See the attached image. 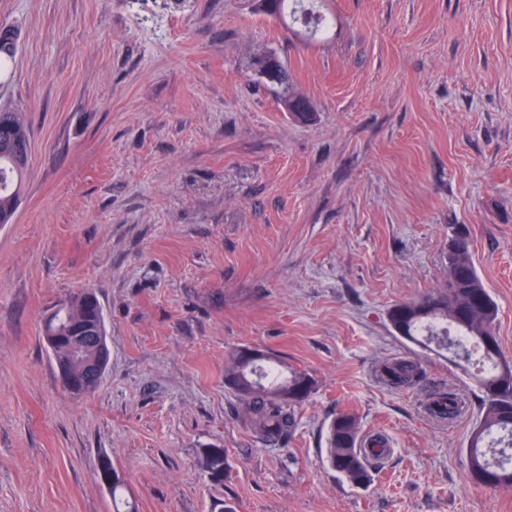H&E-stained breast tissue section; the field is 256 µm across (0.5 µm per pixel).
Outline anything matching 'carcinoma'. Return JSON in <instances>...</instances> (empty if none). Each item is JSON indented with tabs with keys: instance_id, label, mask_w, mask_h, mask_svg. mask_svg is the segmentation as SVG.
I'll return each mask as SVG.
<instances>
[{
	"instance_id": "carcinoma-1",
	"label": "carcinoma",
	"mask_w": 512,
	"mask_h": 512,
	"mask_svg": "<svg viewBox=\"0 0 512 512\" xmlns=\"http://www.w3.org/2000/svg\"><path fill=\"white\" fill-rule=\"evenodd\" d=\"M281 97L288 108L298 110L307 103L280 71ZM31 152L30 133L23 113L0 108V224L11 221L25 187ZM71 306L55 313L52 326L67 332L83 326L104 324L100 302H81L79 295L69 298ZM498 306L478 274L469 235L455 230L448 238V279L444 287L418 299L401 302L388 313L394 331L405 340L453 347L469 359L481 354L490 370L479 380L483 394V415L469 438V472L474 483L492 488L512 487V364L501 359L495 326ZM464 337L469 346L460 347L448 338V327ZM242 349L232 355L225 368V383L242 406L247 426L269 445H280L295 426L294 409L309 397L315 379L305 371L285 370L280 361L263 352L261 360L248 357ZM421 367L412 360L386 363L380 368L382 379L395 387L415 383ZM435 413L443 419L453 417L460 408L457 394L443 392L433 399ZM359 424L350 412L336 414L328 426L326 462L356 488L371 482L370 457L373 449L357 446ZM121 481L112 483L114 512H137L135 505L122 498Z\"/></svg>"
}]
</instances>
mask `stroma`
I'll return each mask as SVG.
<instances>
[{
    "instance_id": "35a3bbf8",
    "label": "stroma",
    "mask_w": 512,
    "mask_h": 512,
    "mask_svg": "<svg viewBox=\"0 0 512 512\" xmlns=\"http://www.w3.org/2000/svg\"><path fill=\"white\" fill-rule=\"evenodd\" d=\"M327 3L312 40L254 0H0V107L31 134L0 224V512H112L102 457L138 512H512V489L469 476L476 366L388 320L445 281L464 229L512 361V0ZM267 50L312 121L253 70ZM85 288L109 359L76 397L41 328ZM240 348L316 381L283 446L224 383ZM400 359L419 380L379 384ZM450 388L464 411L428 415ZM343 411L388 446L365 488L326 462Z\"/></svg>"
}]
</instances>
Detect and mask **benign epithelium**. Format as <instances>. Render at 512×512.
<instances>
[{
    "label": "benign epithelium",
    "instance_id": "benign-epithelium-1",
    "mask_svg": "<svg viewBox=\"0 0 512 512\" xmlns=\"http://www.w3.org/2000/svg\"><path fill=\"white\" fill-rule=\"evenodd\" d=\"M44 340L67 389H85L101 380L109 356L103 328L81 336H57L47 331Z\"/></svg>",
    "mask_w": 512,
    "mask_h": 512
}]
</instances>
